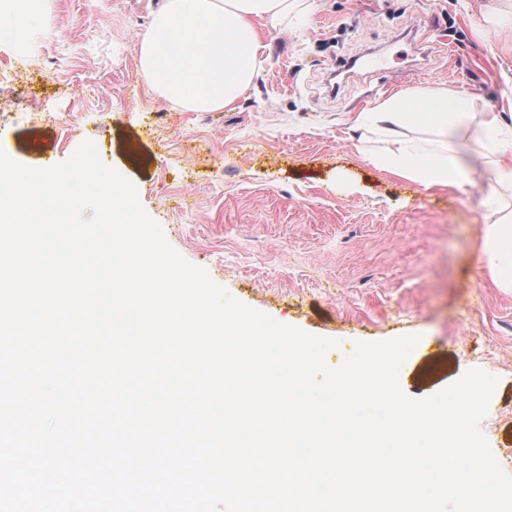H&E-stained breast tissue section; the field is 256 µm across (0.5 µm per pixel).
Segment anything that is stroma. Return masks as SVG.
<instances>
[{
	"label": "stroma",
	"instance_id": "obj_1",
	"mask_svg": "<svg viewBox=\"0 0 512 512\" xmlns=\"http://www.w3.org/2000/svg\"><path fill=\"white\" fill-rule=\"evenodd\" d=\"M161 0H45L26 47L0 42L14 91L0 98V151L29 168L92 141L136 188L167 242L240 303L345 346L404 335L398 372L427 398L479 368L497 379L479 424L492 454L512 448V291L476 266L500 200L469 136L407 129L471 179L426 187L371 162L386 141L357 114L431 85L467 92L475 112L512 100V0H299L256 19L251 87L220 111L175 107L139 70ZM361 65L338 87L330 73ZM80 87L78 98L67 90Z\"/></svg>",
	"mask_w": 512,
	"mask_h": 512
}]
</instances>
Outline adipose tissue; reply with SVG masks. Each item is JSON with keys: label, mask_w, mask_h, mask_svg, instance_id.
<instances>
[{"label": "adipose tissue", "mask_w": 512, "mask_h": 512, "mask_svg": "<svg viewBox=\"0 0 512 512\" xmlns=\"http://www.w3.org/2000/svg\"><path fill=\"white\" fill-rule=\"evenodd\" d=\"M293 0H163L140 39L139 66L147 83L171 104L193 112L219 111L233 104L252 84L260 47L253 20L279 19ZM471 99L434 87L412 95L397 94L382 102L372 117L391 138L376 156L379 169L431 187H462L464 175L439 155L415 156L402 137L404 127L440 135L469 130L476 142L489 143L494 173L489 196L512 187V109L485 113L469 127ZM479 269L501 288H512V216L485 225L476 255Z\"/></svg>", "instance_id": "adipose-tissue-1"}]
</instances>
